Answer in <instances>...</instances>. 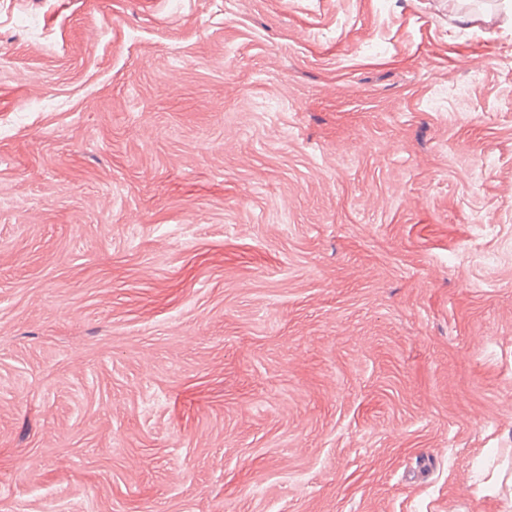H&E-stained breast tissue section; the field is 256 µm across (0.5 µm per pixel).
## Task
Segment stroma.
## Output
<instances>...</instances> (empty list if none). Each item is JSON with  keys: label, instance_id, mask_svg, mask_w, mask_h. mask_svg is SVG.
Here are the masks:
<instances>
[{"label": "stroma", "instance_id": "obj_1", "mask_svg": "<svg viewBox=\"0 0 512 512\" xmlns=\"http://www.w3.org/2000/svg\"><path fill=\"white\" fill-rule=\"evenodd\" d=\"M512 0H0V512H512Z\"/></svg>", "mask_w": 512, "mask_h": 512}]
</instances>
